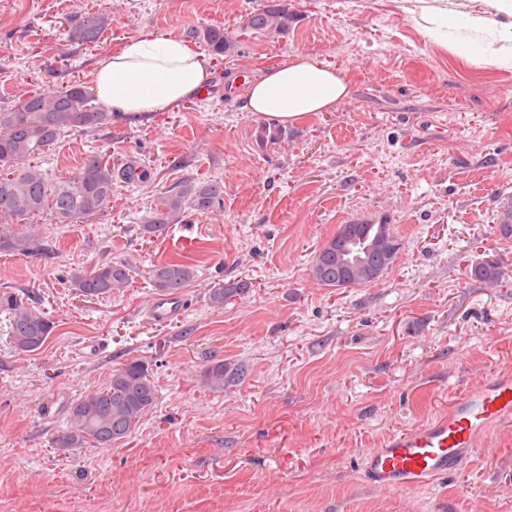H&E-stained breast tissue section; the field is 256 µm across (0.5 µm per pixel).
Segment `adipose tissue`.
<instances>
[{"mask_svg": "<svg viewBox=\"0 0 512 512\" xmlns=\"http://www.w3.org/2000/svg\"><path fill=\"white\" fill-rule=\"evenodd\" d=\"M213 72L208 58L183 40L148 36L121 44L97 62L92 89L119 118L137 123L205 95ZM348 91L344 79L310 56L286 59L245 83V107L281 125L325 112Z\"/></svg>", "mask_w": 512, "mask_h": 512, "instance_id": "ef3b65f1", "label": "adipose tissue"}]
</instances>
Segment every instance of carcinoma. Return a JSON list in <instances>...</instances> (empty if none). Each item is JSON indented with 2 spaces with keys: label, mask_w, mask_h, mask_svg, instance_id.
<instances>
[{
  "label": "carcinoma",
  "mask_w": 512,
  "mask_h": 512,
  "mask_svg": "<svg viewBox=\"0 0 512 512\" xmlns=\"http://www.w3.org/2000/svg\"><path fill=\"white\" fill-rule=\"evenodd\" d=\"M286 0H268L247 17L246 27L255 31L279 32L288 27ZM109 25V16L86 17L70 31L74 41L92 42ZM211 53L221 58L236 46V38L220 28L205 27L192 31ZM112 122V113L97 106L85 87L70 83L51 92H36L0 109V224H32L48 210L56 223L70 224L90 217L105 207L112 198L115 170L99 153H88L78 169L56 180L48 176L37 159L48 153L62 135L69 131H93ZM224 196V183L182 182L164 192L147 212L140 233L155 236L167 225L177 223L188 211L207 212ZM40 240L33 233L15 234L0 229V251L36 254ZM471 278L498 283L505 272L493 260L471 266ZM198 272L186 261L172 259L150 267L148 279L159 293L180 292L195 281ZM80 295L99 298L130 284V269L125 263H101L88 272L73 275ZM248 292L244 283L219 284L208 290V302L215 308ZM0 311L9 316L10 339L18 353L40 350L54 330V321L44 312L29 306L20 294L0 289ZM241 366L231 367L217 361L206 368L203 384L212 390L244 376ZM157 399L149 365L132 359L112 371L109 383L82 397L70 408V425L52 440L53 447L63 451L93 445L108 448L128 436Z\"/></svg>",
  "instance_id": "cac0c4a2"
}]
</instances>
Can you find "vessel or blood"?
Returning <instances> with one entry per match:
<instances>
[{"mask_svg": "<svg viewBox=\"0 0 512 512\" xmlns=\"http://www.w3.org/2000/svg\"><path fill=\"white\" fill-rule=\"evenodd\" d=\"M183 308L180 298H157L150 310L165 321ZM512 422V375L502 374L457 397L448 414L389 437L369 450L364 474L375 487L396 491L419 488L451 474L472 457L478 439L493 427Z\"/></svg>", "mask_w": 512, "mask_h": 512, "instance_id": "vessel-or-blood-1", "label": "vessel or blood"}]
</instances>
